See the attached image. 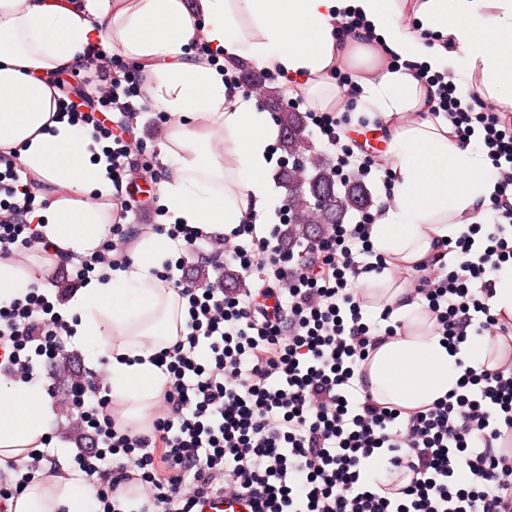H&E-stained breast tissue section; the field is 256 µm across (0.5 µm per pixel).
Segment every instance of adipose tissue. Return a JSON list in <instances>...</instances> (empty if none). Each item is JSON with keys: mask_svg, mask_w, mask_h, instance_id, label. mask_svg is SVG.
I'll use <instances>...</instances> for the list:
<instances>
[{"mask_svg": "<svg viewBox=\"0 0 512 512\" xmlns=\"http://www.w3.org/2000/svg\"><path fill=\"white\" fill-rule=\"evenodd\" d=\"M361 18L374 46L339 44L336 25ZM415 31L402 29L405 17ZM204 40L211 56L194 45ZM142 62L145 95L169 117L159 145L170 177L159 186L170 224L211 235L230 233L271 203L265 172L273 131L269 115L224 83L242 66L306 81L318 108H337L332 75L342 61L361 68L359 84L384 117L426 112V90L412 67L455 69L502 111L512 112V0H0V154L34 173L42 208L28 216L60 254L91 255L112 221L115 188L89 130L58 118L47 73L85 63L98 51ZM399 57L404 69L379 65ZM394 182L385 216L372 225L375 251L414 262L477 222L495 182L472 146L460 145L447 120L413 121L392 131ZM169 240L141 238L126 266L95 276L63 309L72 340L89 362L110 360L109 385L124 419L144 423L167 381L151 362L187 320L184 302L156 274ZM372 305H389L403 326L383 337L364 365L374 399L416 409L453 390L455 365L480 369L481 340L452 356L405 288L389 272L360 277ZM52 415L40 385L0 383V456L17 457L49 433ZM91 485L44 477L16 512H93Z\"/></svg>", "mask_w": 512, "mask_h": 512, "instance_id": "obj_1", "label": "adipose tissue"}]
</instances>
